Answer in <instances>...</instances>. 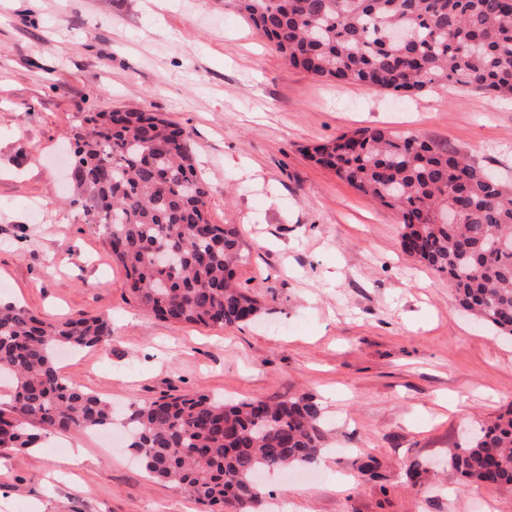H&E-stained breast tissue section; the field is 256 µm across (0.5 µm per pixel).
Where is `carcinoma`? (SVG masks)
I'll list each match as a JSON object with an SVG mask.
<instances>
[{
  "label": "carcinoma",
  "mask_w": 512,
  "mask_h": 512,
  "mask_svg": "<svg viewBox=\"0 0 512 512\" xmlns=\"http://www.w3.org/2000/svg\"><path fill=\"white\" fill-rule=\"evenodd\" d=\"M288 64L314 77L385 93L452 85L512 100V0H224ZM402 27L403 41L387 32ZM73 179L85 221L125 270L134 298L173 326L230 327L260 312L235 282L245 259L234 224H212L190 136L154 112H87L74 133ZM312 159L401 214L400 248L448 277L458 305L512 338V184L449 145L361 127L312 148ZM461 224L438 222L451 207ZM112 321L44 320L0 302V448L25 451L59 431L112 429V405L63 378L57 350L105 348ZM323 407L311 394L235 404L206 395L130 407L127 447L154 479L212 512H261L257 477L312 465ZM481 486L512 488V409L449 461Z\"/></svg>",
  "instance_id": "obj_1"
}]
</instances>
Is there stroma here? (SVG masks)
I'll list each match as a JSON object with an SVG mask.
<instances>
[{"instance_id":"stroma-1","label":"stroma","mask_w":512,"mask_h":512,"mask_svg":"<svg viewBox=\"0 0 512 512\" xmlns=\"http://www.w3.org/2000/svg\"><path fill=\"white\" fill-rule=\"evenodd\" d=\"M112 109L190 133L211 223L242 232L236 276L262 306L257 321L175 327L130 294L67 175L80 114ZM370 125L452 145L512 180V101L313 77L223 0H0V300L51 319L111 318L107 348L63 353L58 368L121 416L168 395L315 396L324 450L306 478L264 481L273 512H512V489L448 468L467 432L512 408V340L400 251L397 213L308 154ZM366 455L377 476L360 472ZM415 461L428 468L418 485L406 476ZM0 512L208 508L149 479L128 448L68 431L0 449Z\"/></svg>"}]
</instances>
